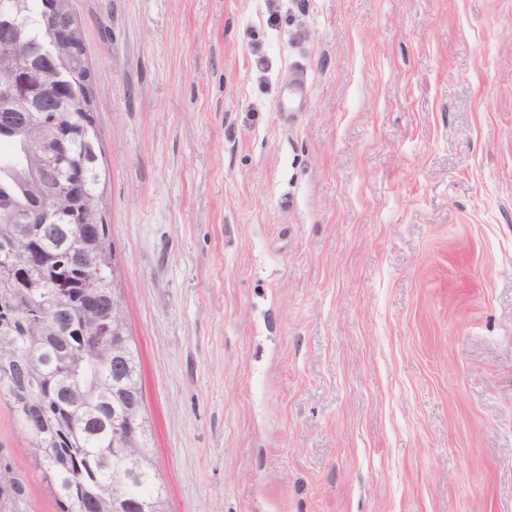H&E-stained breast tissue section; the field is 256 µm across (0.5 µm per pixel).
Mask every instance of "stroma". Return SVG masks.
<instances>
[{"label":"stroma","mask_w":512,"mask_h":512,"mask_svg":"<svg viewBox=\"0 0 512 512\" xmlns=\"http://www.w3.org/2000/svg\"><path fill=\"white\" fill-rule=\"evenodd\" d=\"M71 9L169 512H512V0Z\"/></svg>","instance_id":"obj_1"}]
</instances>
